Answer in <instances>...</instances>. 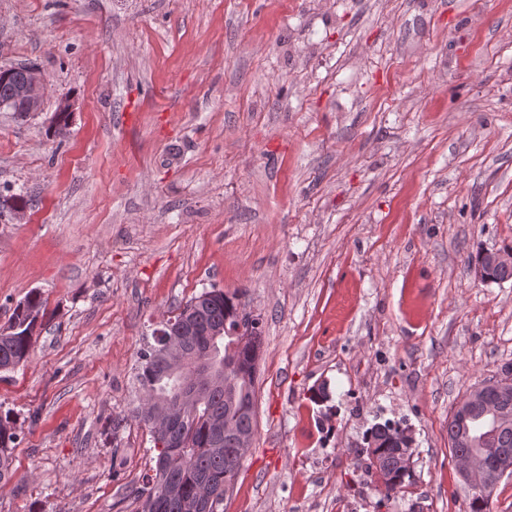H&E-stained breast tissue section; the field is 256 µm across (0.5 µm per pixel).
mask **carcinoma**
Returning a JSON list of instances; mask_svg holds the SVG:
<instances>
[{"mask_svg":"<svg viewBox=\"0 0 512 512\" xmlns=\"http://www.w3.org/2000/svg\"><path fill=\"white\" fill-rule=\"evenodd\" d=\"M8 79L0 80V102L12 110L24 103L15 98V85L25 80L27 65L10 67ZM194 310L196 335L181 342L182 352L197 356L203 371L221 375L219 382L201 392L194 412L176 417L169 430L170 447L156 449L155 465L142 476L135 498L141 503L140 512H193V505L206 491L212 497L210 512H218L224 495L233 487L241 466L237 436L255 435V382L259 351L249 344L239 345L238 329L261 338L260 319L243 313L236 297L224 294L219 288L203 290L187 303ZM44 300L37 291L30 292L12 309L7 326L0 329V372L14 370L25 363L42 326ZM182 314L163 320L154 331V343L139 356L136 381L143 393L142 404L135 418L143 424L150 402L173 401L182 391L179 376L169 372L163 353V337L177 326ZM223 329V335L211 336L213 329ZM236 377L235 387L224 388V370ZM479 412L462 421L451 416L448 421V443L452 456L467 453L479 456L483 452L460 441L463 432L479 425ZM15 419L0 415V482L14 475L12 449L17 441ZM363 450L368 456L366 472L377 477L381 500L392 501L403 488L410 470L398 463V451L404 447L401 425L386 420L376 422L363 434Z\"/></svg>","mask_w":512,"mask_h":512,"instance_id":"cac0c4a2","label":"carcinoma"}]
</instances>
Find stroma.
<instances>
[{"mask_svg":"<svg viewBox=\"0 0 512 512\" xmlns=\"http://www.w3.org/2000/svg\"><path fill=\"white\" fill-rule=\"evenodd\" d=\"M19 63L47 91L0 109V196L33 199L0 212V327L33 291L45 314L0 372V512H136L139 353L212 287L263 336L219 512H378L386 419L415 438L389 512H470L448 419L512 364V281L470 264L512 248V0H0ZM16 421L10 414L0 415V482L14 475L12 449L17 441Z\"/></svg>","mask_w":512,"mask_h":512,"instance_id":"1","label":"stroma"}]
</instances>
